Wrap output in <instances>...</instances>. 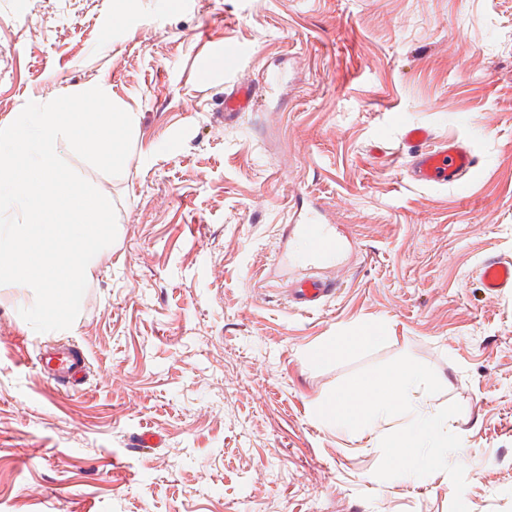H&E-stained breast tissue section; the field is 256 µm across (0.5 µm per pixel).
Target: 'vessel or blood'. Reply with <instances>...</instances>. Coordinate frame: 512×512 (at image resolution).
<instances>
[{"instance_id":"1","label":"vessel or blood","mask_w":512,"mask_h":512,"mask_svg":"<svg viewBox=\"0 0 512 512\" xmlns=\"http://www.w3.org/2000/svg\"><path fill=\"white\" fill-rule=\"evenodd\" d=\"M254 91L250 85L241 84L227 93L224 98V115L234 118L237 113L252 108ZM432 134L420 126L405 127L402 135L408 147L407 171L410 179L426 186H460L464 178H477L482 172L479 155L456 143H445L429 148ZM304 231L316 242L322 252L338 251L339 242L330 225L319 219H310ZM481 286L491 296L512 293V262L492 260L481 269ZM337 289L333 280L310 277L297 281L288 291V300L296 308L310 310L332 296ZM39 365L46 378L57 385L69 384L81 374L86 366V357L76 347H61L43 351Z\"/></svg>"}]
</instances>
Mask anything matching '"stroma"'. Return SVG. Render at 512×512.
Returning a JSON list of instances; mask_svg holds the SVG:
<instances>
[{"mask_svg": "<svg viewBox=\"0 0 512 512\" xmlns=\"http://www.w3.org/2000/svg\"><path fill=\"white\" fill-rule=\"evenodd\" d=\"M240 80L258 100L227 125ZM92 86L139 117L120 175L64 156L117 237L74 334L42 339L83 348L76 388L46 382L0 287V512H449L445 472L376 477L398 419L346 436L315 414L403 355L443 386L430 411L461 406L469 512H512V294L478 279L512 259V0H139L120 21L112 0H0V126ZM404 124L472 147L480 178L413 183ZM310 214L351 244L304 312L287 229ZM338 283L321 277H310L297 281L288 290V301L296 308L310 310L332 296ZM385 331L379 329H367L361 331L355 336H339L336 341L323 345L318 348L313 359L316 361L325 360L337 356L341 353L353 351L355 349L374 344L387 336H381Z\"/></svg>", "mask_w": 512, "mask_h": 512, "instance_id": "1", "label": "stroma"}]
</instances>
